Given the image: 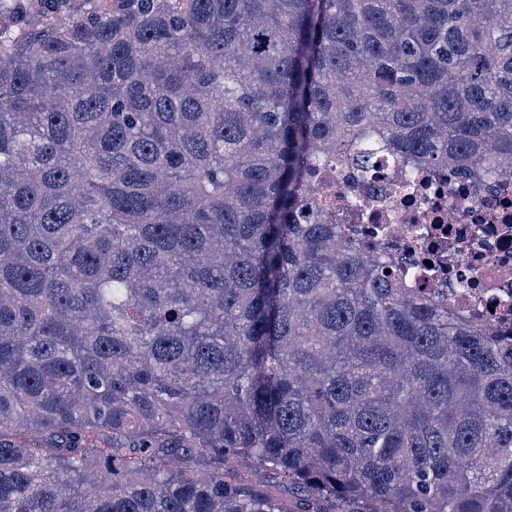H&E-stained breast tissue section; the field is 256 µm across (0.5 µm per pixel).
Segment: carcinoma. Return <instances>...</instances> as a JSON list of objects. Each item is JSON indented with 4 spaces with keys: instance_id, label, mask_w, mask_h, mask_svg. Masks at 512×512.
Wrapping results in <instances>:
<instances>
[{
    "instance_id": "carcinoma-1",
    "label": "carcinoma",
    "mask_w": 512,
    "mask_h": 512,
    "mask_svg": "<svg viewBox=\"0 0 512 512\" xmlns=\"http://www.w3.org/2000/svg\"><path fill=\"white\" fill-rule=\"evenodd\" d=\"M42 2L0 0V512H512V334L312 196L512 178V0Z\"/></svg>"
}]
</instances>
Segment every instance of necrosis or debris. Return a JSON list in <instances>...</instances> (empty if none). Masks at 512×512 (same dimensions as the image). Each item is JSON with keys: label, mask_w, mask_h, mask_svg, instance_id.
Instances as JSON below:
<instances>
[{"label": "necrosis or debris", "mask_w": 512, "mask_h": 512, "mask_svg": "<svg viewBox=\"0 0 512 512\" xmlns=\"http://www.w3.org/2000/svg\"><path fill=\"white\" fill-rule=\"evenodd\" d=\"M398 176L413 182L409 193L392 192ZM324 195L355 229L387 227L393 253L415 250L419 276L455 291V304L495 327L512 321V180L478 187L452 171L386 164L374 179H328Z\"/></svg>", "instance_id": "necrosis-or-debris-1"}]
</instances>
